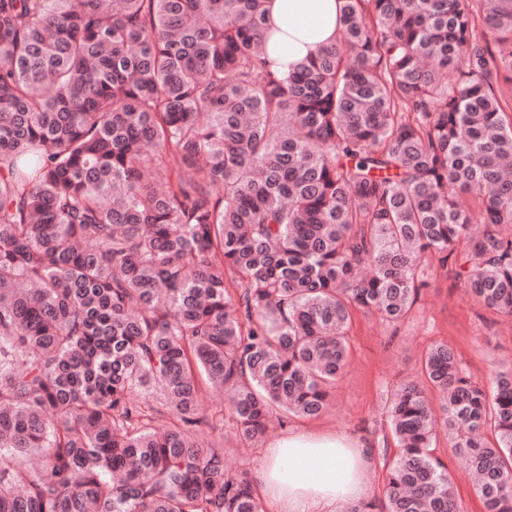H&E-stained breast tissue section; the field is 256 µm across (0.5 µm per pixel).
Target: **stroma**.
Listing matches in <instances>:
<instances>
[{
    "label": "stroma",
    "instance_id": "35a3bbf8",
    "mask_svg": "<svg viewBox=\"0 0 512 512\" xmlns=\"http://www.w3.org/2000/svg\"><path fill=\"white\" fill-rule=\"evenodd\" d=\"M430 274L428 287L402 322L389 324L374 313H353L347 330V369L330 405L318 417H288L284 425H272L260 445L250 449L243 447L232 430L213 433V440L224 443L226 471L255 473L266 446L284 431H343L367 444L366 498L383 501L388 467L398 449L386 425L388 400L398 383L419 376L428 349L448 344L463 372L479 384L489 383L494 369L512 365V317L474 302L451 267L441 266L439 260H432ZM431 452L453 478L462 512H485L447 432L437 433Z\"/></svg>",
    "mask_w": 512,
    "mask_h": 512
}]
</instances>
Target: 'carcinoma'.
Returning a JSON list of instances; mask_svg holds the SVG:
<instances>
[{"label":"carcinoma","mask_w":512,"mask_h":512,"mask_svg":"<svg viewBox=\"0 0 512 512\" xmlns=\"http://www.w3.org/2000/svg\"><path fill=\"white\" fill-rule=\"evenodd\" d=\"M265 14L0 0V512H264L204 436L320 415L353 310L401 322L463 241L455 278L512 315V0H343L288 77ZM422 372L349 512H460L440 424L512 512V368L487 389L441 343Z\"/></svg>","instance_id":"cac0c4a2"}]
</instances>
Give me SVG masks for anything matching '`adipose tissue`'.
Wrapping results in <instances>:
<instances>
[{
    "instance_id": "adipose-tissue-1",
    "label": "adipose tissue",
    "mask_w": 512,
    "mask_h": 512,
    "mask_svg": "<svg viewBox=\"0 0 512 512\" xmlns=\"http://www.w3.org/2000/svg\"><path fill=\"white\" fill-rule=\"evenodd\" d=\"M342 0H268L267 51L275 69L295 65L334 44ZM363 453L342 431H289L265 450L256 472L258 491L274 512H335L337 505L366 492Z\"/></svg>"
}]
</instances>
